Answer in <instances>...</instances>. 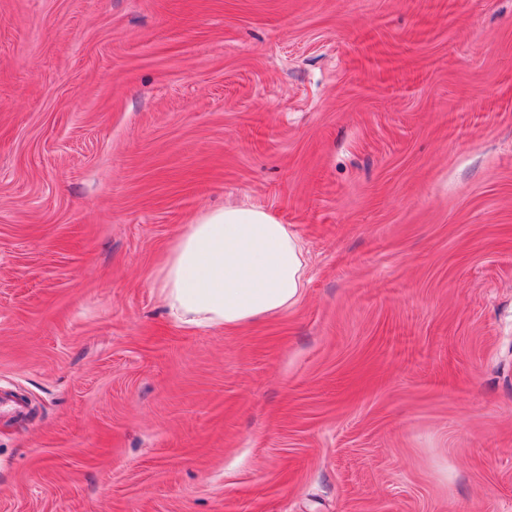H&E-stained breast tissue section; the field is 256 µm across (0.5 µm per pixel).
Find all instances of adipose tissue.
I'll list each match as a JSON object with an SVG mask.
<instances>
[{"label":"adipose tissue","mask_w":512,"mask_h":512,"mask_svg":"<svg viewBox=\"0 0 512 512\" xmlns=\"http://www.w3.org/2000/svg\"><path fill=\"white\" fill-rule=\"evenodd\" d=\"M169 315L186 327H236L288 309L306 283L301 240L253 206L200 214L157 273Z\"/></svg>","instance_id":"ef3b65f1"}]
</instances>
